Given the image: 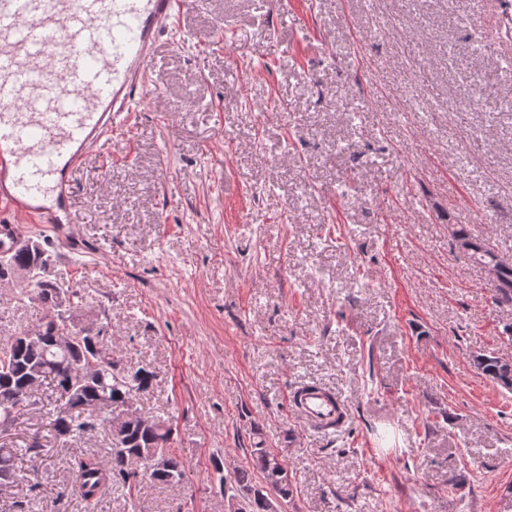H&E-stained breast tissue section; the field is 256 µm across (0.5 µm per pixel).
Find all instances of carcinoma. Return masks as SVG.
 Here are the masks:
<instances>
[{"label":"carcinoma","instance_id":"carcinoma-1","mask_svg":"<svg viewBox=\"0 0 512 512\" xmlns=\"http://www.w3.org/2000/svg\"><path fill=\"white\" fill-rule=\"evenodd\" d=\"M456 235L473 242L467 259L482 268L498 267V277L490 281L493 300L499 305L512 306V263L501 259L486 243L459 227ZM50 261L42 244L11 247L0 243V276L14 267H29L39 277L24 296L34 292L46 309L42 323L34 331H23L0 343V421L7 418L15 425L18 396L31 384L32 378L50 380L64 404L50 412L48 423L54 438L63 443L78 440L101 425L111 427L110 448L105 453L84 454L74 459L73 469L82 497L92 500L121 484L137 481L139 472L134 464L146 463L151 453L166 456L164 471L149 474L158 485L183 481L185 462L168 443L171 426L141 412L137 402L149 390L153 371L133 368L116 357L109 337L90 336L74 321L72 308L77 291L65 283L50 278L43 266ZM69 328L72 339L59 343L60 331ZM474 365L484 376L512 390V365L493 355H479ZM132 407V415L119 430L112 429V414L124 405ZM43 444L34 434L25 446L3 449L0 446V473L15 474L12 459L19 453L35 455ZM262 477V485L253 484V473ZM232 497L242 502L241 512H274L276 503L292 496V482L281 459L255 444L251 450L250 466L236 472Z\"/></svg>","mask_w":512,"mask_h":512}]
</instances>
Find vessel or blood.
I'll list each match as a JSON object with an SVG mask.
<instances>
[{"mask_svg": "<svg viewBox=\"0 0 512 512\" xmlns=\"http://www.w3.org/2000/svg\"><path fill=\"white\" fill-rule=\"evenodd\" d=\"M187 0H0V241L23 215L62 235L72 224L73 170L115 141L128 113L152 97V50ZM310 427L343 423L336 394L290 393Z\"/></svg>", "mask_w": 512, "mask_h": 512, "instance_id": "b4317fda", "label": "vessel or blood"}]
</instances>
